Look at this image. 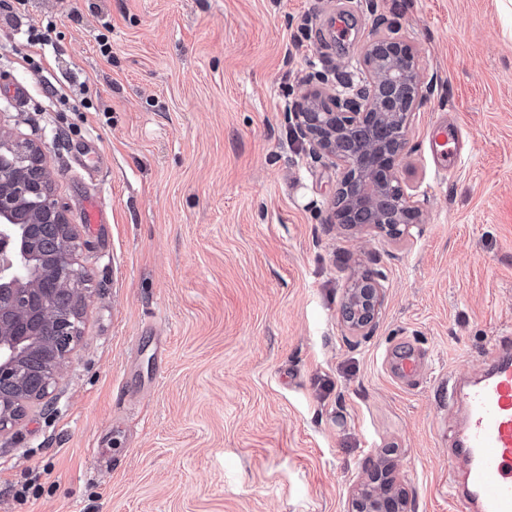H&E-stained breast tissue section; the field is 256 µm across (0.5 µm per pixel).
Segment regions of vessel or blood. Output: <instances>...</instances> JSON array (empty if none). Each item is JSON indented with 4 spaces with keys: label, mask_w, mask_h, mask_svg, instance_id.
I'll list each match as a JSON object with an SVG mask.
<instances>
[{
    "label": "vessel or blood",
    "mask_w": 512,
    "mask_h": 512,
    "mask_svg": "<svg viewBox=\"0 0 512 512\" xmlns=\"http://www.w3.org/2000/svg\"><path fill=\"white\" fill-rule=\"evenodd\" d=\"M483 378L460 392L461 434L448 455L449 473L464 476L467 512H512V340Z\"/></svg>",
    "instance_id": "b4317fda"
}]
</instances>
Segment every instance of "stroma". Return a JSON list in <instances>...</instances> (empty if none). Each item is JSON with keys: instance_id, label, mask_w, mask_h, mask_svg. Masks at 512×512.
Listing matches in <instances>:
<instances>
[{"instance_id": "obj_1", "label": "stroma", "mask_w": 512, "mask_h": 512, "mask_svg": "<svg viewBox=\"0 0 512 512\" xmlns=\"http://www.w3.org/2000/svg\"><path fill=\"white\" fill-rule=\"evenodd\" d=\"M392 25L435 84L404 242L326 223L339 172L287 114ZM0 127L43 146L89 271L50 397L0 438V512H348L381 457L410 512H462L448 379L512 336V0H0ZM354 274L383 277L364 336L339 320Z\"/></svg>"}]
</instances>
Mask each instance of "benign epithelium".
Returning a JSON list of instances; mask_svg holds the SVG:
<instances>
[{"mask_svg": "<svg viewBox=\"0 0 512 512\" xmlns=\"http://www.w3.org/2000/svg\"><path fill=\"white\" fill-rule=\"evenodd\" d=\"M416 51L405 38L373 36L357 82L308 87L291 113L309 154L341 170L326 223L372 226L389 239L413 236L423 213L399 177L412 115L427 102ZM41 146L11 142L0 130V437L56 384L79 335L85 271L77 233L53 193ZM378 277L349 279L341 323L360 335L383 305ZM353 512H407L389 471L373 465Z\"/></svg>", "mask_w": 512, "mask_h": 512, "instance_id": "benign-epithelium-1", "label": "benign epithelium"}]
</instances>
